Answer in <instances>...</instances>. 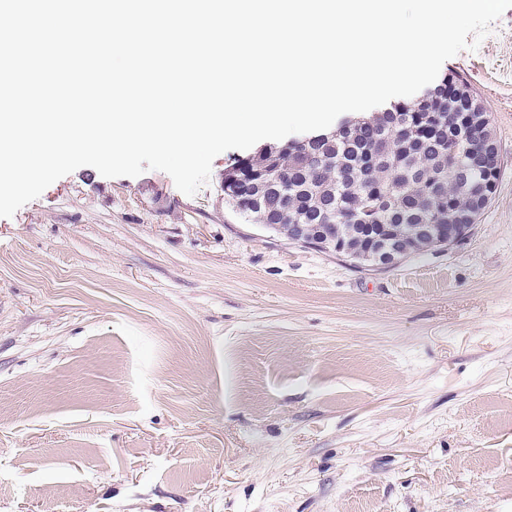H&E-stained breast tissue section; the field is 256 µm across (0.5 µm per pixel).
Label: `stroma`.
<instances>
[{"instance_id":"stroma-1","label":"stroma","mask_w":512,"mask_h":512,"mask_svg":"<svg viewBox=\"0 0 512 512\" xmlns=\"http://www.w3.org/2000/svg\"><path fill=\"white\" fill-rule=\"evenodd\" d=\"M495 193L394 267L89 166L0 217V512H512V8L444 63Z\"/></svg>"}]
</instances>
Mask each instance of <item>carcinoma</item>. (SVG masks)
<instances>
[{"mask_svg":"<svg viewBox=\"0 0 512 512\" xmlns=\"http://www.w3.org/2000/svg\"><path fill=\"white\" fill-rule=\"evenodd\" d=\"M489 114L471 87L445 75L318 142L269 143L224 169V202L254 224H368L381 229L475 224L489 205L500 156L484 140Z\"/></svg>","mask_w":512,"mask_h":512,"instance_id":"cac0c4a2","label":"carcinoma"}]
</instances>
